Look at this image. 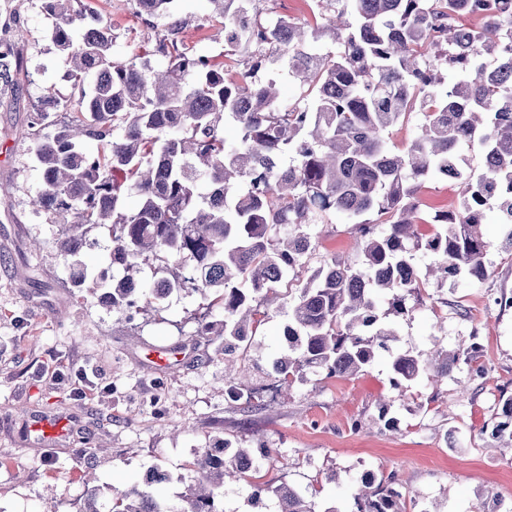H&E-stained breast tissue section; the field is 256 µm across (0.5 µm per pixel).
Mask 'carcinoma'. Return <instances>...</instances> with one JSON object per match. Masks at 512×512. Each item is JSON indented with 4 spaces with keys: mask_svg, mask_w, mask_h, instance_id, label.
Returning <instances> with one entry per match:
<instances>
[{
    "mask_svg": "<svg viewBox=\"0 0 512 512\" xmlns=\"http://www.w3.org/2000/svg\"><path fill=\"white\" fill-rule=\"evenodd\" d=\"M206 2L224 32L222 61L185 42L179 0H136L137 14L163 23L155 49L130 62L113 58L112 23L92 0H42L79 94L55 97L53 111L71 119L51 131L48 111L31 106L42 185L30 206L66 227L60 256L73 287L121 318L174 293L211 295L222 317L201 319L196 333L224 337L227 394L252 410L265 407L266 388L231 367L271 311L288 315L277 391L305 370L353 377L392 351L397 333L385 319L408 314L407 298L423 287L417 251L436 256L439 279L485 280L492 207L512 252V0H318L325 9L310 18L274 23L252 0ZM328 30L336 50L323 52ZM18 38L0 37L1 94L28 77ZM284 73L299 81L293 103L280 97ZM414 112L424 120L398 154L387 136ZM465 145L480 147L476 173L461 168ZM445 173L459 182L461 203L436 211L424 230L421 188ZM336 216L356 234L355 259L330 257L279 302L276 284L316 249L305 228ZM101 227L109 228L106 266L90 277L79 257ZM153 261L145 287L135 274ZM481 354L473 336L431 360L395 353L391 386L401 393L421 376L440 382ZM502 415L491 436L512 449V397ZM270 452L238 448L218 459L205 448L181 504L153 491L162 477L115 492L106 511L92 494L82 512H221L224 487L241 480L255 506L273 495L278 512H336L261 480L255 454ZM402 497L366 482L356 512H403Z\"/></svg>",
    "mask_w": 512,
    "mask_h": 512,
    "instance_id": "cac0c4a2",
    "label": "carcinoma"
}]
</instances>
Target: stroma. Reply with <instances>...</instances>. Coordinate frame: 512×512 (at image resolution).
Here are the masks:
<instances>
[{
    "mask_svg": "<svg viewBox=\"0 0 512 512\" xmlns=\"http://www.w3.org/2000/svg\"><path fill=\"white\" fill-rule=\"evenodd\" d=\"M100 7L112 17L117 60L154 44L153 24L134 0ZM6 12L21 32L28 79L19 103L0 102V512H80L91 489L106 508L114 490L152 466L170 476L157 494L175 502L197 452L226 441L265 442L273 453L257 459L260 476L337 512H355L366 472L404 481V512H512V450L490 436L500 395L512 396V307L488 304L512 296V253L500 247L496 213L483 226L487 278L428 284L410 299L412 317L391 321L397 348L422 356L476 336L483 353L475 365H460L441 386L421 378L400 393L383 356L349 380L304 373L264 409L243 412L225 393L223 340L196 333L208 298L175 294L122 323L73 287L58 256L59 225L30 209L41 173L27 109L45 89L62 99L74 91L41 0H0ZM181 16L197 51L223 58L206 0H185ZM354 239L351 225H324L305 268L279 292L296 293L331 255H353ZM286 322L278 315L250 338L240 366L253 385L273 383ZM174 347L170 365L147 358ZM383 405L397 430L375 423ZM45 418L66 422V435L38 437L32 425Z\"/></svg>",
    "mask_w": 512,
    "mask_h": 512,
    "instance_id": "35a3bbf8",
    "label": "stroma"
}]
</instances>
